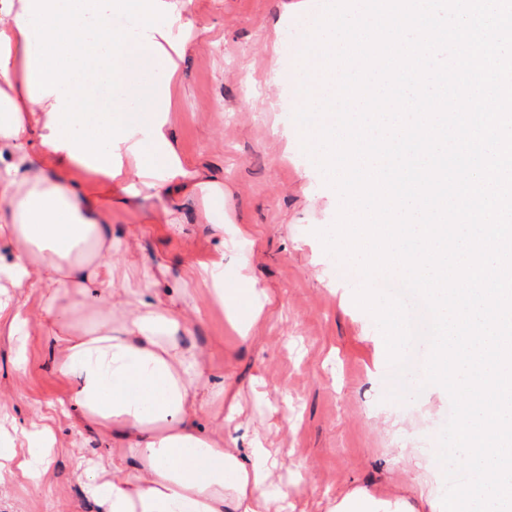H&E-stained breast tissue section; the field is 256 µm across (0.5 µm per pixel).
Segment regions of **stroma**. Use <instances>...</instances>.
I'll use <instances>...</instances> for the list:
<instances>
[{
	"label": "stroma",
	"instance_id": "stroma-1",
	"mask_svg": "<svg viewBox=\"0 0 512 512\" xmlns=\"http://www.w3.org/2000/svg\"><path fill=\"white\" fill-rule=\"evenodd\" d=\"M321 6L322 0H190L188 16L200 34L178 62L171 98L187 165L223 183L224 210L249 236L242 247L226 249L225 281L236 278L238 258L247 256L251 275L280 301L244 342L205 288L191 287L202 316L189 339L212 373H231L242 389L253 429L239 433V447L257 435L283 450L273 479L294 484L297 512H326L329 501L358 488L415 502L423 469L400 453H436L450 409L447 393L431 388L404 402L390 399L382 335L353 299L361 277L326 253L316 235L334 223L339 197L297 142L298 88L288 75L300 67L299 43ZM164 205L139 198L113 210L112 225L139 229L124 263L163 262L168 274L159 285L176 288L186 260L212 251L215 241L195 206L180 211L178 232L163 223ZM66 393L45 331L22 342L0 332V404L7 413L0 427L10 433L45 415L55 436L40 485L8 484L0 512H96L75 478V458L95 465L108 443L53 411Z\"/></svg>",
	"mask_w": 512,
	"mask_h": 512
}]
</instances>
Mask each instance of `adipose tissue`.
<instances>
[{
	"label": "adipose tissue",
	"mask_w": 512,
	"mask_h": 512,
	"mask_svg": "<svg viewBox=\"0 0 512 512\" xmlns=\"http://www.w3.org/2000/svg\"><path fill=\"white\" fill-rule=\"evenodd\" d=\"M185 0H0V328H49L54 370L76 419L109 443L106 466L86 474L101 512H288L274 483L281 451L233 448L245 425L241 390L209 373L184 338L186 285L206 288L242 340L277 299L239 261L224 284V249L183 270V291L153 288V274L113 255L132 232L112 211L141 194L182 188L211 220L224 185L187 169L172 133L170 88L197 33ZM35 286L38 314L7 291ZM24 452L0 450V486L38 482L51 430L25 432Z\"/></svg>",
	"instance_id": "ef3b65f1"
}]
</instances>
